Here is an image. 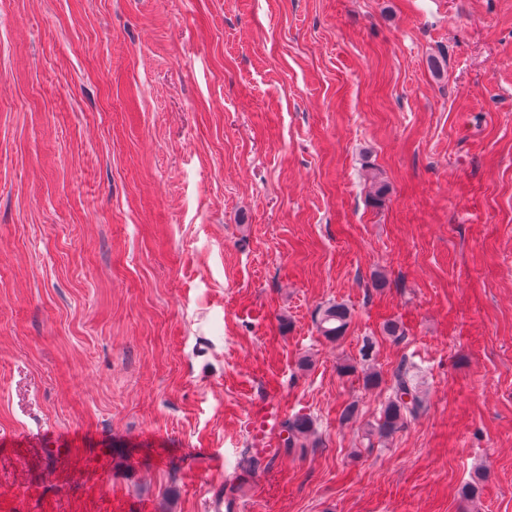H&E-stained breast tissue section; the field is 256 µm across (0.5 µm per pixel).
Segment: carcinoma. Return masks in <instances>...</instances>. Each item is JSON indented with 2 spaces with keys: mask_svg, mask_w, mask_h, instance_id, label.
<instances>
[{
  "mask_svg": "<svg viewBox=\"0 0 512 512\" xmlns=\"http://www.w3.org/2000/svg\"><path fill=\"white\" fill-rule=\"evenodd\" d=\"M350 318V311L345 304L332 302L318 309L316 326L326 340L338 342L345 337ZM388 391L389 396L376 427L381 437L392 434L426 410L425 394L406 362H400L392 371ZM281 428L287 432V437L283 439L284 452L287 454L298 448H307L310 436L314 433L313 422L306 416L285 419L281 422ZM485 478V473H475L464 485L463 496L471 501L477 500Z\"/></svg>",
  "mask_w": 512,
  "mask_h": 512,
  "instance_id": "carcinoma-1",
  "label": "carcinoma"
}]
</instances>
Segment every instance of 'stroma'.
Returning <instances> with one entry per match:
<instances>
[{"label": "stroma", "mask_w": 512, "mask_h": 512, "mask_svg": "<svg viewBox=\"0 0 512 512\" xmlns=\"http://www.w3.org/2000/svg\"><path fill=\"white\" fill-rule=\"evenodd\" d=\"M402 361L427 409L382 438ZM264 402L315 434L244 475ZM229 483L512 512V0H0V512ZM350 318V311L345 304L332 302L318 309L316 326L326 340L337 342L345 337Z\"/></svg>", "instance_id": "1"}]
</instances>
